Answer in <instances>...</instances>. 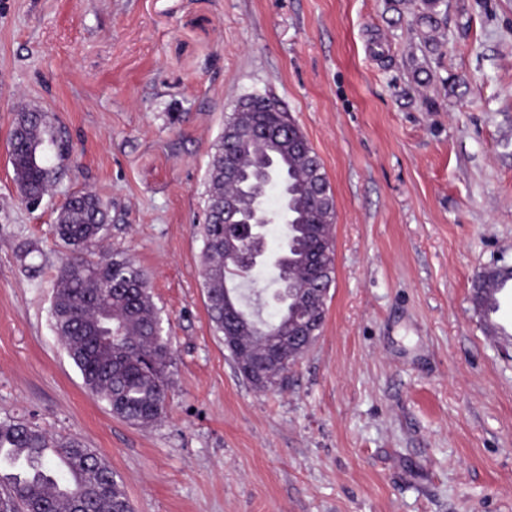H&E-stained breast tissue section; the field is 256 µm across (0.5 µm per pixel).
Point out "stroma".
<instances>
[{"mask_svg":"<svg viewBox=\"0 0 512 512\" xmlns=\"http://www.w3.org/2000/svg\"><path fill=\"white\" fill-rule=\"evenodd\" d=\"M447 3L429 53L422 0H0V421L79 438L134 512H512V347L471 303L512 264V0ZM251 94L287 107L336 205L322 334L267 393L202 287L212 147ZM28 104L71 147L35 209L9 161ZM87 191L171 338L148 428L86 392L54 330L56 209Z\"/></svg>","mask_w":512,"mask_h":512,"instance_id":"1","label":"stroma"}]
</instances>
